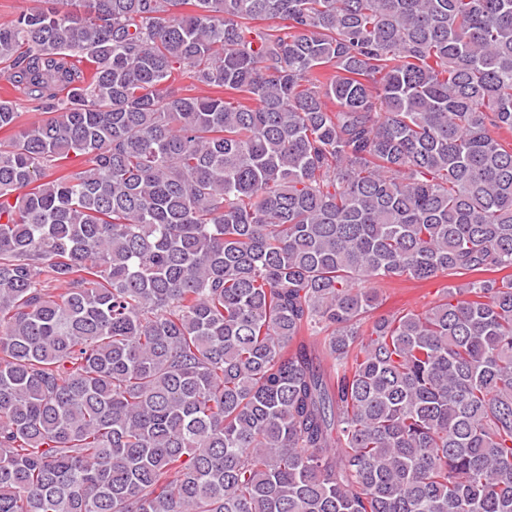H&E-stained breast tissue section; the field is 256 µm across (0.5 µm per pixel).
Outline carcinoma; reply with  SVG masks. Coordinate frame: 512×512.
I'll return each instance as SVG.
<instances>
[{"label":"carcinoma","mask_w":512,"mask_h":512,"mask_svg":"<svg viewBox=\"0 0 512 512\" xmlns=\"http://www.w3.org/2000/svg\"><path fill=\"white\" fill-rule=\"evenodd\" d=\"M40 2L0 512H512V0ZM449 285L448 278L419 281L401 278L387 284H369L371 288H380V303L371 312V320L380 317L406 313L422 312L433 306L443 296V290Z\"/></svg>","instance_id":"carcinoma-1"}]
</instances>
